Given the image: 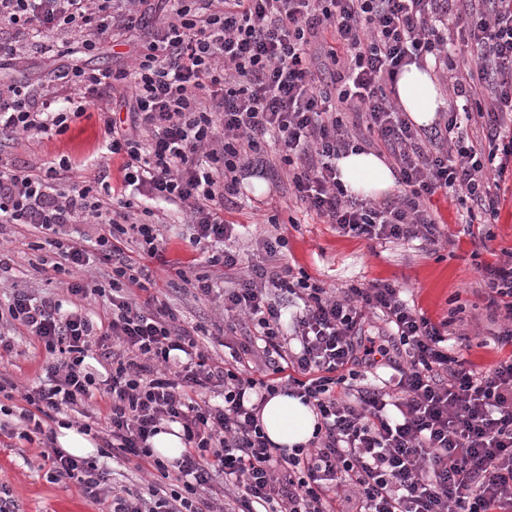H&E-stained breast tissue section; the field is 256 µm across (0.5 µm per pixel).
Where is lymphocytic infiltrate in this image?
<instances>
[{
	"mask_svg": "<svg viewBox=\"0 0 512 512\" xmlns=\"http://www.w3.org/2000/svg\"><path fill=\"white\" fill-rule=\"evenodd\" d=\"M137 2L0 0V27L15 32L0 39V66L30 30L74 33L93 53L113 25L141 27ZM325 32L329 83L312 54ZM412 64L451 83L448 110L427 129L394 101ZM56 80L66 96L0 82V133L64 134L94 96L128 83L127 117L100 113L105 149L124 159L121 187L70 182L65 157L39 173L0 162V223L39 229L59 272L86 264L67 225H108L96 245L112 282H70L79 305L68 312L13 293L7 321L49 358L45 382L23 395L20 428L0 423V435H42L54 480L75 481L105 512H512V358L486 374L468 369L467 335L450 341L392 283L334 291L294 272L281 236L262 240L261 260L241 268L224 217L271 141L296 199L339 233L437 244L423 203L441 191L465 206L466 226L494 219L512 168V0H170L133 71L76 65ZM368 140L393 162L398 201L353 198L339 179L337 159ZM161 204L189 209L192 245L230 275L222 289L206 276L193 285L204 297L221 291L225 335L250 323L227 359H213L167 304L137 298L143 270L127 246L159 255ZM483 278L487 309L508 322L498 340L512 343V251ZM91 295L108 301L99 332L81 307ZM382 365L392 375L369 383ZM283 389L318 418L312 440L292 450L272 444L259 421L261 402ZM96 398L106 412L92 411ZM70 411L101 440V456L152 476L148 493L111 487L96 460L56 447L46 425ZM166 422L185 444L170 462L148 443Z\"/></svg>",
	"mask_w": 512,
	"mask_h": 512,
	"instance_id": "f902f5d3",
	"label": "lymphocytic infiltrate"
}]
</instances>
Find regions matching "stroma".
Here are the masks:
<instances>
[{"instance_id":"obj_1","label":"stroma","mask_w":512,"mask_h":512,"mask_svg":"<svg viewBox=\"0 0 512 512\" xmlns=\"http://www.w3.org/2000/svg\"><path fill=\"white\" fill-rule=\"evenodd\" d=\"M147 37L143 30L118 36L114 41L105 40L101 52L93 58L81 54L76 43L66 55L31 48L1 69L0 78L44 88L51 85L57 70L75 64L126 69ZM106 106L123 110L121 90L96 100L64 134L0 138V157L18 167L39 171L65 156L73 164V181H88L104 174L112 185H119L121 160L105 154L102 148L98 110ZM427 208L442 233L438 245L418 240L370 243L338 233L333 225L309 211L295 198L285 170L277 164L267 168L263 176L245 180L235 207L226 212L225 218L241 226L235 248L243 265L259 261L260 239L281 235L288 241L282 250L283 262L305 270L327 288L366 286L380 280L396 283L404 288L417 312L432 323H448L452 335L468 333L472 346L464 352V359L476 372H488L500 360L512 356V344L496 341L502 318L491 317L483 308L481 272L485 262L512 248V189L502 194L499 216L487 225L485 246L478 250L463 232L465 210L456 198L437 194ZM161 233V255L140 260L152 294L170 306L183 327L208 328L221 323L224 309L219 299H195L187 285L189 279L203 275L218 282L224 279L223 272L208 266L201 250L189 244V212L166 209ZM40 237L33 225L0 223V307H6L12 292L20 288L68 301L70 276L54 271L57 255L37 249ZM179 269L185 271L186 280L177 279L175 272ZM0 333L11 335L13 342L12 352L0 355V375L12 379L22 390L39 385L44 379V349L33 337L12 332L6 324L0 323ZM41 449L36 440L19 442L14 448L0 447V492L7 493L15 512H100L99 505L76 482L50 479Z\"/></svg>"}]
</instances>
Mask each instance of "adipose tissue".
<instances>
[{
  "label": "adipose tissue",
  "instance_id": "adipose-tissue-1",
  "mask_svg": "<svg viewBox=\"0 0 512 512\" xmlns=\"http://www.w3.org/2000/svg\"><path fill=\"white\" fill-rule=\"evenodd\" d=\"M396 92L402 110L419 126L431 125L438 111L448 106L431 73L414 65L407 66L399 75ZM336 167L345 188L356 196L380 198L395 185L384 159L370 151L348 153L337 160ZM260 421L275 445L291 448L310 441L317 417L312 406L279 392L265 403Z\"/></svg>",
  "mask_w": 512,
  "mask_h": 512
}]
</instances>
